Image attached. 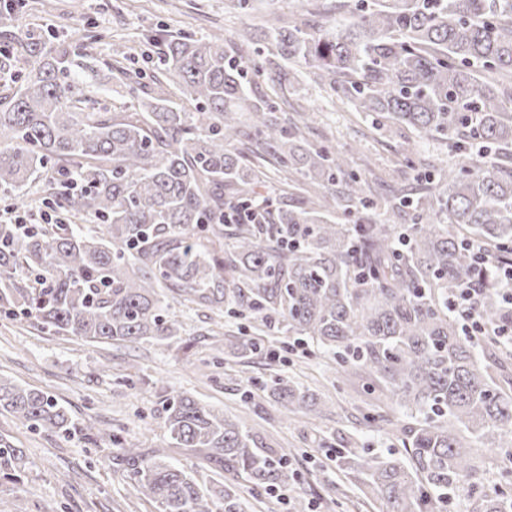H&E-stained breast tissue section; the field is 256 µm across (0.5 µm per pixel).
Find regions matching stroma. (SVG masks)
<instances>
[{
    "instance_id": "stroma-1",
    "label": "stroma",
    "mask_w": 512,
    "mask_h": 512,
    "mask_svg": "<svg viewBox=\"0 0 512 512\" xmlns=\"http://www.w3.org/2000/svg\"><path fill=\"white\" fill-rule=\"evenodd\" d=\"M275 6L280 14L308 19L315 27L347 13L339 0H276ZM248 22V15L235 10L231 0H84L77 14L71 11V0H25L20 20L10 28L0 26V47L19 41L51 44L69 36L74 25L92 27L101 39L88 51L86 77L110 87L112 107L119 110L126 103L120 73L147 86L161 77L149 34L160 29L171 35L220 33L231 50ZM116 39L124 51L118 60L112 55ZM258 93L273 96L284 119L314 111L308 141L345 151L351 171L363 173L362 157L370 155L375 167L367 182L378 197L390 196L399 179L413 181L414 171L402 178L395 172L406 151L438 163L459 160L450 141H424L409 129L392 139L371 135L363 114L337 104L307 73H300L294 89L277 94L262 81ZM179 312L183 339L113 345L43 333L26 321L0 316V375L49 392L76 427L91 423L103 432L93 445L78 436L66 439L32 431L0 414V435L23 448L27 461L18 482L0 484V512H156L155 504L138 495L124 465L115 460L116 449L108 437L121 436L146 450L168 447L161 414L168 389L240 417L246 427L259 432L263 443L296 449L291 464L295 476L287 487L256 495L247 482L238 484L247 512H293L297 497L310 501L315 512H327L324 500L345 483L330 459V448L355 441L370 452L383 453L396 446L391 433L370 427L366 420L370 400L363 372L336 377L332 361L320 355L301 361L291 354L273 359L263 351L240 361L224 354V333L236 328L237 319H217L196 305L180 307ZM277 374L318 394L324 402L321 417H284L264 390Z\"/></svg>"
}]
</instances>
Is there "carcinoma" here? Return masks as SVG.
<instances>
[{"label":"carcinoma","mask_w":512,"mask_h":512,"mask_svg":"<svg viewBox=\"0 0 512 512\" xmlns=\"http://www.w3.org/2000/svg\"><path fill=\"white\" fill-rule=\"evenodd\" d=\"M163 83L110 89L86 81L58 44L0 51V72L33 62L25 86L0 98V191L28 205L39 179L53 224H0V313L49 333L100 344L164 341L183 321L165 297L218 312L245 308L285 335L361 369L412 422L394 427L404 450L370 456L336 449L349 483L376 512H445L467 492L469 512H512V467L482 479L477 441L512 444V351L467 332L456 288H481L479 319L512 326L495 268L464 242L512 263V0H355L351 18L318 30L269 11L236 52L224 40L157 31ZM391 137L407 127L454 140L461 161L441 169L404 210L374 202L344 153L305 136L252 95L248 72L281 91L297 68ZM270 156L290 182L288 202L248 154ZM85 224L96 225L86 232ZM260 350L245 335L230 345ZM273 395L286 415L317 417V396L284 377ZM170 448L190 451L232 483L204 490L159 449L110 436L136 491L157 512H245L234 481L252 490L288 483L294 448H269L234 417L175 390L162 400ZM34 430L71 435L48 392L0 378V413ZM23 451L0 437V481H19Z\"/></svg>","instance_id":"obj_1"}]
</instances>
